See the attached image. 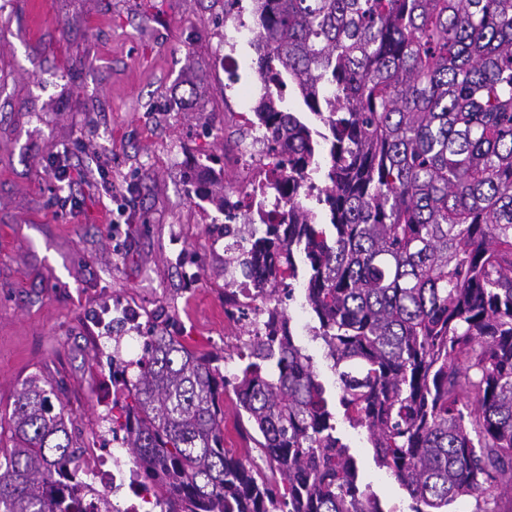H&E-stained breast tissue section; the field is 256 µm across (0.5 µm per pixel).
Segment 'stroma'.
Returning <instances> with one entry per match:
<instances>
[{"label": "stroma", "mask_w": 512, "mask_h": 512, "mask_svg": "<svg viewBox=\"0 0 512 512\" xmlns=\"http://www.w3.org/2000/svg\"><path fill=\"white\" fill-rule=\"evenodd\" d=\"M0 0V417L36 376L58 385L78 446L112 445L114 357L134 360L132 329L112 339L95 317L121 299L182 343L237 367L244 328L224 314L223 215L201 181L208 158L249 136L240 101L258 102L256 51L225 43L254 29L252 0ZM68 151L85 175L55 182L46 162ZM295 343L330 395L338 436L385 512L406 490L350 427L321 340Z\"/></svg>", "instance_id": "1"}]
</instances>
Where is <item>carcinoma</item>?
<instances>
[{
	"label": "carcinoma",
	"mask_w": 512,
	"mask_h": 512,
	"mask_svg": "<svg viewBox=\"0 0 512 512\" xmlns=\"http://www.w3.org/2000/svg\"><path fill=\"white\" fill-rule=\"evenodd\" d=\"M274 203L239 261L265 332L228 384L168 332L112 371V428L165 512H384L336 437L326 389L278 303L305 283L340 404L412 500L512 498V0H253ZM323 171L317 204L299 180ZM206 168L221 214L248 207ZM233 387L271 474L224 447ZM53 384H22L0 512H89L47 491L76 455Z\"/></svg>",
	"instance_id": "carcinoma-1"
}]
</instances>
